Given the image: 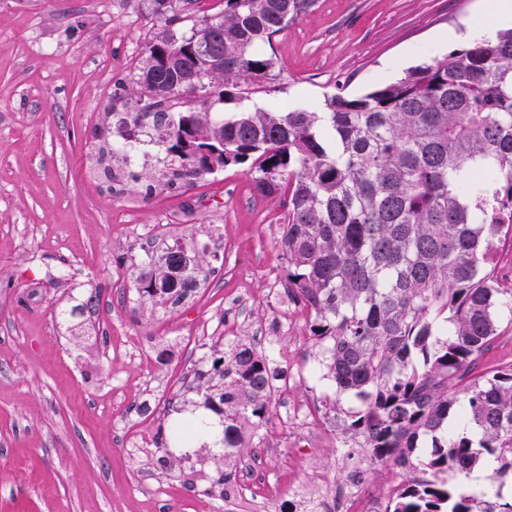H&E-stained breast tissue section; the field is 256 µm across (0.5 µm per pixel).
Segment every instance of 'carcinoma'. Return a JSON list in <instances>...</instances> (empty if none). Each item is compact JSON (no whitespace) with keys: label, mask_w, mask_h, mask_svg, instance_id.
I'll return each instance as SVG.
<instances>
[{"label":"carcinoma","mask_w":512,"mask_h":512,"mask_svg":"<svg viewBox=\"0 0 512 512\" xmlns=\"http://www.w3.org/2000/svg\"><path fill=\"white\" fill-rule=\"evenodd\" d=\"M165 2L133 112L165 147L166 184L237 167L283 198L288 295L310 309L328 377L362 403L348 430L373 466L402 471L383 512H512L465 486L487 463L490 481L512 477V366L471 375L512 305V284L492 268L512 233V28L364 95L341 90L322 112L253 111L240 81L265 77L274 61L261 48L314 0H224L181 36ZM193 74L203 95L169 111ZM213 93L236 108L212 111ZM186 255L166 248L137 292L179 303L203 273V258L187 266ZM270 364L247 338L228 344L212 363L218 379L196 386V411L170 424L162 447H240L241 421H268ZM449 471L456 489L440 478Z\"/></svg>","instance_id":"carcinoma-1"}]
</instances>
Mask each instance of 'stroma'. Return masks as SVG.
<instances>
[{
    "label": "stroma",
    "mask_w": 512,
    "mask_h": 512,
    "mask_svg": "<svg viewBox=\"0 0 512 512\" xmlns=\"http://www.w3.org/2000/svg\"><path fill=\"white\" fill-rule=\"evenodd\" d=\"M481 24L507 27L490 0H316L274 38L275 65L248 82V104L318 110L341 84L365 94L465 48L448 32ZM163 28L149 0H0V512H159L163 496L180 512H299L295 489L340 485L358 470L386 502L401 477L369 471L345 431L361 404L325 378L309 310L293 301L287 325L265 305L250 319L281 353L289 400L309 405L318 427H280L276 400L268 424L246 428L241 451L179 448L169 469L157 448L131 439L141 421L164 430L191 409L209 370L203 348L217 340L203 328L223 322L226 298L264 296L267 277L285 273L281 199L258 195L240 169L170 187L159 148L127 169L125 192L110 188L106 172L121 156L101 146L117 144L114 115ZM218 239L231 251L218 253ZM173 244L203 255L207 280L176 305L142 298L136 279ZM90 298L94 314L58 319ZM163 349L166 366L156 363ZM188 467L239 481L249 472L277 494L234 506L186 487Z\"/></svg>",
    "instance_id": "35a3bbf8"
}]
</instances>
